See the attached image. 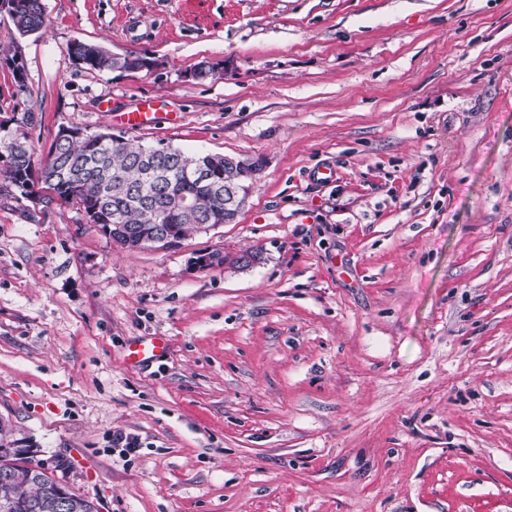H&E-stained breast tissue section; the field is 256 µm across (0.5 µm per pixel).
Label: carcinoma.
Here are the masks:
<instances>
[{
	"label": "carcinoma",
	"mask_w": 512,
	"mask_h": 512,
	"mask_svg": "<svg viewBox=\"0 0 512 512\" xmlns=\"http://www.w3.org/2000/svg\"><path fill=\"white\" fill-rule=\"evenodd\" d=\"M19 35L26 36L45 25L42 0H17L9 11ZM69 55L90 71L136 70L150 62L147 57L116 58L101 45L74 41ZM0 56L12 65L17 93H28L25 65L19 47ZM34 112H25L21 123L12 128L0 125V149L18 143L10 152L6 178L21 195L31 194L30 184L36 162L29 143ZM78 135L55 142L52 174L41 183L58 199L76 201L90 224H100L112 241L129 249L147 247L148 240L167 224L174 230L172 245H178L201 224L225 223L224 212L231 201V190L247 185L239 165L226 161L224 154L188 156L175 148H152L120 135L101 141ZM191 198L192 206H179L180 197ZM57 481L48 469L32 470L20 459V449L6 440L0 429V512H58L48 486Z\"/></svg>",
	"instance_id": "obj_1"
}]
</instances>
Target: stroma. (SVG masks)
<instances>
[{
	"label": "stroma",
	"mask_w": 512,
	"mask_h": 512,
	"mask_svg": "<svg viewBox=\"0 0 512 512\" xmlns=\"http://www.w3.org/2000/svg\"><path fill=\"white\" fill-rule=\"evenodd\" d=\"M43 4L25 37L0 10L36 159L76 125L264 165L236 223L134 250L0 176V423L33 463L100 512H512V0ZM144 97L171 121L113 120ZM69 55L85 69L90 71H119L136 70L150 62L147 57L133 56L116 58L112 53L101 45L74 41L68 46ZM0 56H4V59L12 66V75L16 84L17 93L27 94L29 92L27 85V74L19 47L15 46L13 51H4V49H0ZM16 63L19 65H16ZM168 348L167 337L152 336L128 344L125 348L124 359L130 366H140L159 359L167 353Z\"/></svg>",
	"instance_id": "obj_1"
}]
</instances>
